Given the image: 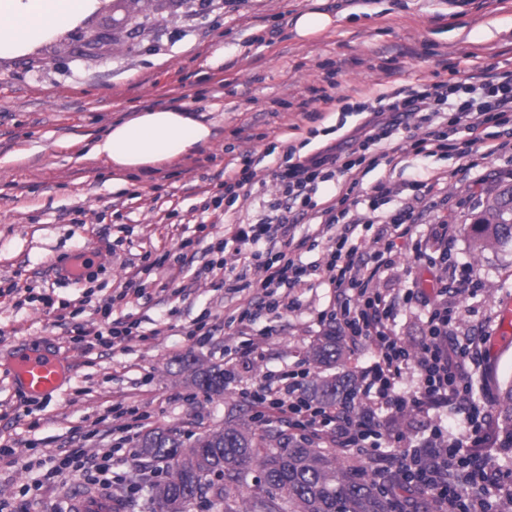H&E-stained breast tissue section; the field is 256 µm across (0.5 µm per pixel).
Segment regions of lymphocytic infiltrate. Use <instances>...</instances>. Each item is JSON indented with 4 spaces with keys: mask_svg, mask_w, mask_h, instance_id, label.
Here are the masks:
<instances>
[{
    "mask_svg": "<svg viewBox=\"0 0 512 512\" xmlns=\"http://www.w3.org/2000/svg\"><path fill=\"white\" fill-rule=\"evenodd\" d=\"M360 111L363 121L338 143L311 155L288 153L278 166V191L264 217L225 225L224 240L234 244L239 267L233 292L265 293L268 309L276 310L283 306L275 296L277 289L299 286L308 275L293 251L280 245L283 237L293 233L288 215L295 211L319 220L331 246L322 279L335 292L326 318L341 330L351 352L368 349L375 358L373 368L363 374L362 407L353 412L338 403L320 405L301 388H282L271 381L246 390L244 396L259 417H276L301 431L304 438L370 457L380 456L385 443L376 422L378 411L395 418L415 410L429 421L424 448L435 462L419 470L413 455H404L405 485L437 512H492V492L512 495V472L475 468L473 484L480 491L476 497L448 483L449 455L487 444L481 418L470 412L464 430L451 439L432 420L435 411L448 403L472 404V389L465 377L478 357L477 350L452 339L448 308L438 300L428 311L417 354H410L392 326L395 302L377 286L393 263L395 240L416 238L424 199L417 194L395 198L383 183L368 190L363 179L379 166L393 163L390 150L395 145L417 157L452 150L464 170L482 168L505 148L491 131L512 121V73L496 72L489 65L477 80L412 86L380 96ZM455 133L462 134L461 142L452 141ZM328 183L335 194L325 201L321 190ZM254 267L263 268L262 278L249 279ZM409 369L418 375L416 389L410 393L402 383ZM48 463L50 479L84 470L106 485L112 474L108 452L99 457L73 452L49 457Z\"/></svg>",
    "mask_w": 512,
    "mask_h": 512,
    "instance_id": "f902f5d3",
    "label": "lymphocytic infiltrate"
}]
</instances>
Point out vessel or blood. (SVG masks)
Returning <instances> with one entry per match:
<instances>
[{"label": "vessel or blood", "instance_id": "b4317fda", "mask_svg": "<svg viewBox=\"0 0 512 512\" xmlns=\"http://www.w3.org/2000/svg\"><path fill=\"white\" fill-rule=\"evenodd\" d=\"M100 263L98 252L86 249L74 255L66 274L77 278ZM10 375L19 388L34 398L51 396L58 391L65 378L62 358L40 346L14 351L10 357ZM69 507L71 512H112L114 504L106 491L76 487L69 493Z\"/></svg>", "mask_w": 512, "mask_h": 512}]
</instances>
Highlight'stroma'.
I'll return each instance as SVG.
<instances>
[{
	"label": "stroma",
	"instance_id": "35a3bbf8",
	"mask_svg": "<svg viewBox=\"0 0 512 512\" xmlns=\"http://www.w3.org/2000/svg\"><path fill=\"white\" fill-rule=\"evenodd\" d=\"M308 0H102L77 27L15 58L0 59V497L24 512H66L80 475L41 486L43 471L26 469L72 448L112 455L107 490L119 512H157L148 460L119 451L126 398L138 406L143 431L170 429L185 440L223 422L228 409L253 417L241 391L267 381L308 384L305 349L322 332L333 289L283 288L291 310L246 316L243 295L222 277L196 278L213 258L224 227L256 221L276 190L273 163L288 149L309 155L340 138V125L360 117L345 104L417 83L464 80L487 64L512 72V0H327L342 12L336 28L311 42L295 39L293 15ZM133 16L131 29L122 23ZM97 34L89 42V34ZM188 107L213 125V141L196 154L163 164L124 186L112 185L87 145L131 109ZM255 159L257 177L230 210L212 209L224 176ZM440 179L423 221H449L448 268L415 261L398 241L382 287L417 289L398 308L400 337L417 344L425 304L437 285L455 312L452 335L480 352L468 380L490 398L480 410L499 437V393L512 381V338L500 332V303L512 299V244L476 253L465 225L487 199L512 187V153L488 161L490 178L474 183L454 153L424 159ZM97 246L102 268L81 284L60 280L56 261ZM186 252L173 284L146 273L166 254ZM128 288L111 318L138 334L111 345L73 339L74 323L107 327L100 308ZM64 305V320L44 299ZM57 351L69 373L49 398L13 385L10 352L29 342ZM231 360L234 376L217 397L191 384L183 366ZM404 441L387 460L343 453L348 464L377 472L396 468L407 442L426 436L421 416L406 411L396 425Z\"/></svg>",
	"mask_w": 512,
	"mask_h": 512
}]
</instances>
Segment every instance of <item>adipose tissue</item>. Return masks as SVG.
I'll use <instances>...</instances> for the list:
<instances>
[{
  "label": "adipose tissue",
  "mask_w": 512,
  "mask_h": 512,
  "mask_svg": "<svg viewBox=\"0 0 512 512\" xmlns=\"http://www.w3.org/2000/svg\"><path fill=\"white\" fill-rule=\"evenodd\" d=\"M101 0H0V58L32 51L45 39L62 34L95 11ZM325 0H313L292 20L296 39L311 41L336 23L324 10ZM212 130L187 109L158 108L112 123L93 140L90 154L103 159L115 185L128 175L171 162L209 144Z\"/></svg>",
  "instance_id": "1"
}]
</instances>
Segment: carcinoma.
<instances>
[{"label":"carcinoma","instance_id":"1","mask_svg":"<svg viewBox=\"0 0 512 512\" xmlns=\"http://www.w3.org/2000/svg\"><path fill=\"white\" fill-rule=\"evenodd\" d=\"M473 250L512 242V190L487 204L472 225ZM346 349L330 327L315 337L306 354L314 373L305 392L319 404L357 397L358 380L341 365ZM193 383L224 394V369L186 364ZM503 448L512 450V382L500 396ZM138 455L166 466L168 477L152 484L159 512H191L205 498L214 512H396L375 474H356L329 448H316L285 432L256 433L252 422L228 411L224 423L199 434L189 444L169 431L141 436ZM260 476L249 484L252 465Z\"/></svg>","mask_w":512,"mask_h":512}]
</instances>
